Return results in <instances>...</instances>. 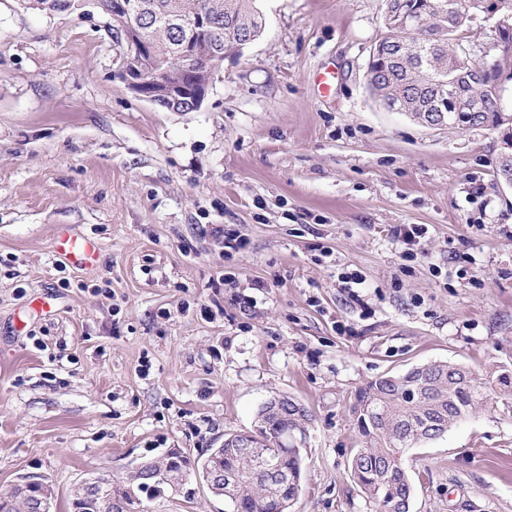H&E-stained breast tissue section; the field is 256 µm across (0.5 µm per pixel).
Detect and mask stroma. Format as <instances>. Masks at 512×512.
<instances>
[{"instance_id": "1", "label": "stroma", "mask_w": 512, "mask_h": 512, "mask_svg": "<svg viewBox=\"0 0 512 512\" xmlns=\"http://www.w3.org/2000/svg\"><path fill=\"white\" fill-rule=\"evenodd\" d=\"M255 5L263 34L225 57L198 111L172 112L118 77L97 8L0 0V493L34 475L69 512L87 478L205 456L287 395L311 414L291 512H378L351 476L355 391L433 361L512 366L497 131L429 127L370 96L386 0ZM209 224L246 250L225 259ZM398 224L428 229L413 257ZM63 227L97 242L94 263L56 253ZM490 402L408 450L409 512H512V389ZM139 499L225 509L194 475ZM28 8L45 13H58L57 10H67L68 14L82 13L85 6V0H30ZM62 11L60 13H62Z\"/></svg>"}]
</instances>
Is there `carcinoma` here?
Returning <instances> with one entry per match:
<instances>
[{
    "label": "carcinoma",
    "mask_w": 512,
    "mask_h": 512,
    "mask_svg": "<svg viewBox=\"0 0 512 512\" xmlns=\"http://www.w3.org/2000/svg\"><path fill=\"white\" fill-rule=\"evenodd\" d=\"M150 11L138 16L143 40L165 64L180 63L179 31L172 19L195 8L212 16L208 34L196 45L198 54L185 77L188 86L201 87L211 81L217 68L211 52L236 53L237 35L258 38L264 24L253 0H144ZM480 0H414L418 20L404 36L388 29L382 37L381 56L368 65L370 81L383 99L403 98L412 103V116L422 121L444 119L448 125H464L456 113H440L436 102L448 95V83L466 82L473 73L466 70L457 52L472 42L470 22L480 13ZM448 3L451 13L437 12V5ZM85 0H30L28 8L53 14L61 9L69 14L82 13ZM512 57H493L480 62L479 80L501 77ZM501 104L483 99L479 121L500 130L503 144L497 175L512 176V126L500 123ZM497 385L512 386V372L501 368L479 378L467 367L448 361H435L413 367L403 373L385 375L359 388L352 411L364 446L357 449L351 462V474L362 492L375 502L379 512H409L412 485L403 463L404 452L436 440L453 425L488 405L486 390ZM288 417L271 416L261 422L254 434H231L224 447L212 448L204 458L182 456L181 466L207 471L221 467L239 481L224 493L228 512H288L302 491V455L292 438L305 433L309 413L305 406L288 398ZM247 440L255 446L248 454L236 443ZM277 467L285 476L271 482L257 475L260 462ZM166 457L152 459L147 466L153 477L142 483L125 478L120 486L107 485L112 497L135 504L138 493L161 496L174 483L165 465Z\"/></svg>",
    "instance_id": "1"
}]
</instances>
